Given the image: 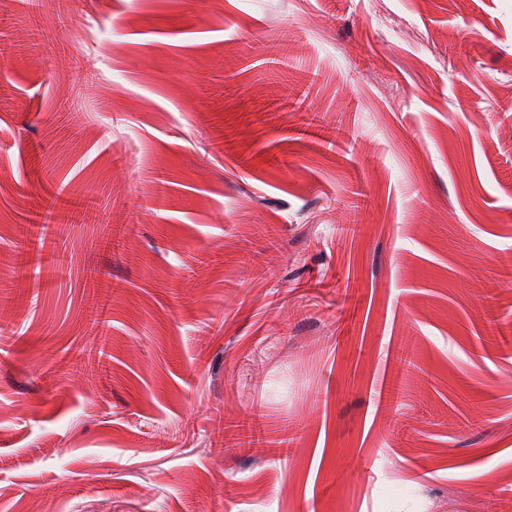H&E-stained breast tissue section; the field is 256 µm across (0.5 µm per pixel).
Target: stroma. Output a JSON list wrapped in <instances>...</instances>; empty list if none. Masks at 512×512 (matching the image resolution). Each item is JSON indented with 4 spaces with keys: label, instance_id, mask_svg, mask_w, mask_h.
I'll return each instance as SVG.
<instances>
[{
    "label": "stroma",
    "instance_id": "1",
    "mask_svg": "<svg viewBox=\"0 0 512 512\" xmlns=\"http://www.w3.org/2000/svg\"><path fill=\"white\" fill-rule=\"evenodd\" d=\"M509 104L512 0H0V512H512ZM36 207V215L41 220L28 225L23 238L14 246L18 251L32 249L41 252L50 240L53 224H59L61 221L89 219L97 224H111L107 217L90 210L88 204L74 198L64 186L48 190L45 196L40 197ZM108 322L105 319V307L95 300L89 314V335L93 337L95 344L89 354L93 353L97 368L102 366L103 359L108 356L106 352Z\"/></svg>",
    "mask_w": 512,
    "mask_h": 512
}]
</instances>
